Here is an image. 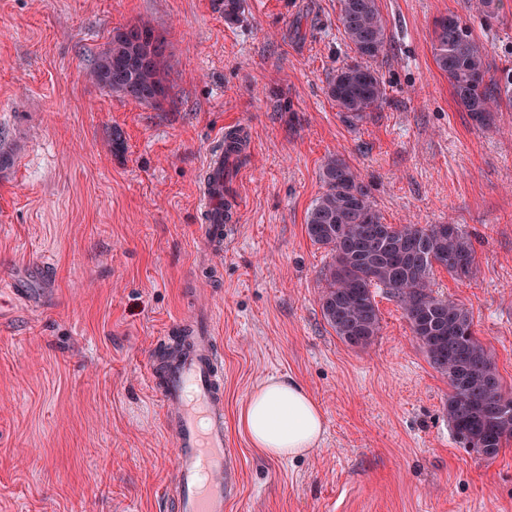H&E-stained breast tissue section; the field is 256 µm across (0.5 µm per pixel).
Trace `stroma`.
<instances>
[{"label": "stroma", "mask_w": 512, "mask_h": 512, "mask_svg": "<svg viewBox=\"0 0 512 512\" xmlns=\"http://www.w3.org/2000/svg\"><path fill=\"white\" fill-rule=\"evenodd\" d=\"M0 0V512H165L175 450L147 381L160 337L214 313L224 425L238 467L228 512H512V441L487 460L448 421L446 376L396 298L381 328L345 345L319 294L330 253L306 231L329 157L370 189L387 224H457L469 277L434 274L467 308L512 392V112L478 127L436 65L437 19L468 20L492 68L512 67V0H380L389 42L373 66L386 101L360 121L327 94L354 61L338 0ZM150 22L167 43L165 99L138 103L88 75L114 29ZM230 126L224 161L238 221L223 255L195 233L199 177ZM291 377L325 432L273 460L238 425L263 379Z\"/></svg>", "instance_id": "1"}]
</instances>
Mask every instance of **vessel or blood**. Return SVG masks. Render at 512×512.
Returning a JSON list of instances; mask_svg holds the SVG:
<instances>
[{"label":"vessel or blood","mask_w":512,"mask_h":512,"mask_svg":"<svg viewBox=\"0 0 512 512\" xmlns=\"http://www.w3.org/2000/svg\"><path fill=\"white\" fill-rule=\"evenodd\" d=\"M199 196L196 234L211 250L223 251L236 221L235 209L223 206V142L209 152ZM175 331L187 333L188 346L166 357L153 351L147 368L150 388L163 408L164 431L176 448L171 509L226 512L236 480L224 431V358L217 349L211 310H198Z\"/></svg>","instance_id":"1"}]
</instances>
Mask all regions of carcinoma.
<instances>
[{
  "mask_svg": "<svg viewBox=\"0 0 512 512\" xmlns=\"http://www.w3.org/2000/svg\"><path fill=\"white\" fill-rule=\"evenodd\" d=\"M222 8L224 22L233 25L244 0H224ZM338 22L359 60L336 69L327 93L347 117L360 121L386 98L379 71L368 65L386 51V20L378 0H340ZM154 35L143 20L116 29L112 80L99 73L103 53L92 64L91 77L124 98L158 103L166 95V48L152 47ZM433 50L456 101L480 127L490 129L497 113L512 112V68L489 75L487 49L466 20L455 14L440 19ZM321 180L325 190L308 209L305 224L308 237L333 256L319 297L327 324L352 348L370 345L380 331L372 288L389 289L430 363L448 377V419L457 435L486 459L496 458L512 439V394L505 392L496 364L477 338L470 312L433 290L437 266L458 279L470 275L471 236L457 224L441 236L436 224L384 223L368 188L342 158L327 159Z\"/></svg>",
  "mask_w": 512,
  "mask_h": 512,
  "instance_id": "1",
  "label": "carcinoma"
}]
</instances>
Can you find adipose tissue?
<instances>
[{"label":"adipose tissue","mask_w":512,"mask_h":512,"mask_svg":"<svg viewBox=\"0 0 512 512\" xmlns=\"http://www.w3.org/2000/svg\"><path fill=\"white\" fill-rule=\"evenodd\" d=\"M239 425L265 456L286 459L308 454L318 445L325 418L299 381L270 377L250 393Z\"/></svg>","instance_id":"ef3b65f1"}]
</instances>
